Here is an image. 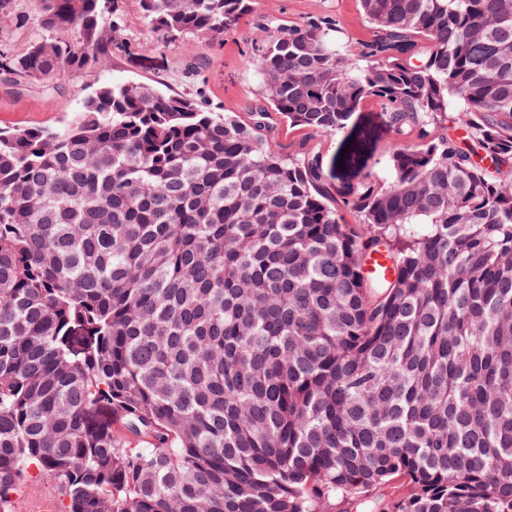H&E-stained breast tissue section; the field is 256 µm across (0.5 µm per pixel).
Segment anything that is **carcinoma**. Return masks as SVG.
<instances>
[{
	"label": "carcinoma",
	"mask_w": 512,
	"mask_h": 512,
	"mask_svg": "<svg viewBox=\"0 0 512 512\" xmlns=\"http://www.w3.org/2000/svg\"><path fill=\"white\" fill-rule=\"evenodd\" d=\"M33 79L112 57L119 0H32ZM209 39L254 0H138ZM251 42L250 121L134 82L0 132V512H512V0H359ZM67 28L72 36H52ZM377 103L380 171L285 157ZM463 129L466 149L448 136ZM348 211L354 224L341 222ZM390 279L363 275L372 254ZM277 122V136L272 143L273 147L284 155L294 153L298 148V144L304 138V132L295 128L289 127L288 123L278 118V115L273 114ZM41 500H50L54 504L46 503L43 512L53 511L58 504L64 509L67 504L65 489L59 482L48 480L38 471L31 470L12 500L11 512H40L36 507ZM392 494V489L387 487H381L374 490L371 494V498H368L371 502L364 505H356L347 504L340 502L338 500H331L330 503L325 505V511L323 512H363L362 510H367L368 507H372L374 504L377 506L379 503H382L384 500H387ZM357 510V511H356Z\"/></svg>",
	"instance_id": "cac0c4a2"
}]
</instances>
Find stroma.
Instances as JSON below:
<instances>
[{"mask_svg": "<svg viewBox=\"0 0 512 512\" xmlns=\"http://www.w3.org/2000/svg\"><path fill=\"white\" fill-rule=\"evenodd\" d=\"M320 15L339 20L350 42L365 40L369 34L358 0H257L252 14L215 40L168 37L144 22L138 0H122L121 27L113 35L112 56L93 74L62 71L32 80L0 68V132L57 127L80 109L84 96L96 85L122 81L201 99L213 111H229L238 120L248 121L246 104L258 92L244 63L248 40L269 38L284 25L303 24ZM39 33L31 0H14L13 14L0 20V55L22 56ZM364 130L370 138L363 161L370 168L391 138L376 103H364L341 133L321 140L322 150L334 162L329 169L332 178L359 176L361 168L341 165L340 153L349 139ZM43 500L62 506L67 503L59 482L29 471L11 503V512H37Z\"/></svg>", "mask_w": 512, "mask_h": 512, "instance_id": "1", "label": "stroma"}]
</instances>
